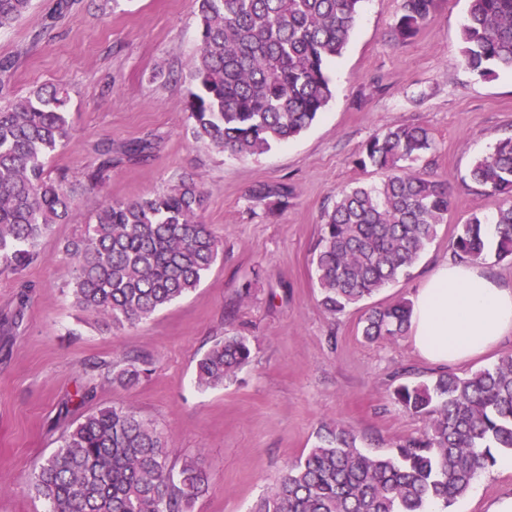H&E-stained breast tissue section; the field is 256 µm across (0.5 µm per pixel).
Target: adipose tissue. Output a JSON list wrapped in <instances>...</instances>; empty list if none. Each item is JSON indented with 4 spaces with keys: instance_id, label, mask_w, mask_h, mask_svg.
Listing matches in <instances>:
<instances>
[{
    "instance_id": "1",
    "label": "adipose tissue",
    "mask_w": 512,
    "mask_h": 512,
    "mask_svg": "<svg viewBox=\"0 0 512 512\" xmlns=\"http://www.w3.org/2000/svg\"><path fill=\"white\" fill-rule=\"evenodd\" d=\"M408 332L440 369L479 357L512 339V280L479 260L439 261L416 290Z\"/></svg>"
}]
</instances>
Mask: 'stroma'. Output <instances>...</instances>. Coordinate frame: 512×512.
<instances>
[{
  "label": "stroma",
  "instance_id": "stroma-1",
  "mask_svg": "<svg viewBox=\"0 0 512 512\" xmlns=\"http://www.w3.org/2000/svg\"><path fill=\"white\" fill-rule=\"evenodd\" d=\"M56 0H33L0 31V59L12 58L10 96L60 83L69 92L72 138L47 158L76 190L69 223L42 240L41 261L21 275L0 274V512H43L25 487L80 410L61 416L77 387H93L90 408L124 404L163 428L172 458L195 459L208 478L189 512H249L318 432L354 429L358 444L388 454L424 426L396 403L403 383L429 378L433 366L409 336L368 342V306L413 299L426 273L452 257L456 224L492 215L496 197L468 171L512 133V72L483 79L459 63L467 0H434L429 19L398 41L401 0H363L343 54L329 67L333 97L296 138L247 159L193 141L184 110L188 73L200 45L190 0H76L59 18ZM419 123L432 150L417 167L446 179L452 211L415 266L370 302L338 315L318 301L311 252L321 214L336 195L380 173L355 160L386 128ZM153 143L149 159L116 164L90 188L85 171L96 146ZM194 174L206 191L201 213L224 252L200 286L150 320L121 330L79 311L66 289L73 265L61 252L109 198L131 200ZM261 184L292 191L281 211L252 199ZM27 304H20L21 295ZM251 342L252 360L234 382L201 390L195 365L228 327ZM140 355L151 372L123 388L105 381L113 360ZM512 490V472L489 468L477 490L449 512H486Z\"/></svg>",
  "mask_w": 512,
  "mask_h": 512
}]
</instances>
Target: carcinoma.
<instances>
[{
	"label": "carcinoma",
	"instance_id": "1",
	"mask_svg": "<svg viewBox=\"0 0 512 512\" xmlns=\"http://www.w3.org/2000/svg\"><path fill=\"white\" fill-rule=\"evenodd\" d=\"M362 0H192L201 26L189 73L186 133L194 141L242 159L287 142L316 120L333 96L329 65L346 48ZM32 0H0V29L28 13ZM434 0H402L394 33L414 36ZM461 64L487 79L512 71V0H468L460 29ZM67 89L41 86L0 105V274L36 263L39 245L68 222L75 188L51 176L45 160L70 137ZM433 148L421 124L389 128L362 146L359 168L382 173L378 185L336 195L321 219L312 266L320 303L330 314L410 276L437 227L448 223L452 196L438 177L412 164ZM151 142L97 149L88 174L104 182L114 160L144 161ZM471 182L499 198L488 217L473 213L455 225L453 253L483 260L489 247L512 258V136L472 166ZM286 185L257 186L252 198L273 212L288 206ZM205 192L191 174L152 195L106 200L84 235L67 241L74 261L75 305L115 329L146 321L195 290L216 264L221 242L203 224ZM493 228H488V225ZM410 300L371 309L362 336L370 342L402 335ZM252 356L248 337L229 331L197 360L195 383L221 388ZM132 358L112 364L108 380L129 387L150 372ZM396 402L425 418L421 432L390 454L357 446L353 429L338 425L289 464L251 512H427L450 507L474 479L512 450V354L459 376L401 384ZM207 477L192 460H171L168 436L133 408L114 404L75 421L36 467L27 489L45 512H188Z\"/></svg>",
	"mask_w": 512,
	"mask_h": 512
}]
</instances>
